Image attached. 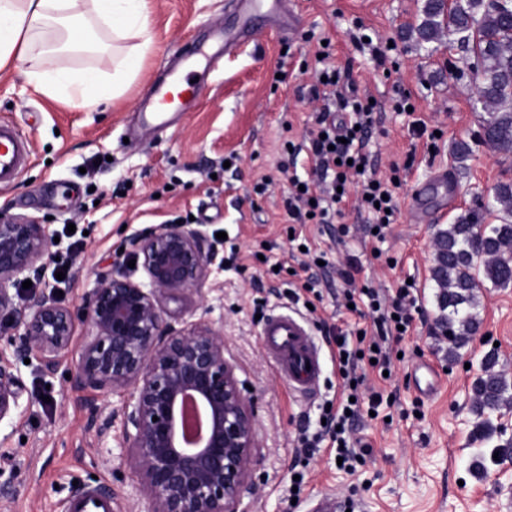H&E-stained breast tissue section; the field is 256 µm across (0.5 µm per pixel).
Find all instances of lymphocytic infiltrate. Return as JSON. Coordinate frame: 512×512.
<instances>
[{
    "instance_id": "lymphocytic-infiltrate-1",
    "label": "lymphocytic infiltrate",
    "mask_w": 512,
    "mask_h": 512,
    "mask_svg": "<svg viewBox=\"0 0 512 512\" xmlns=\"http://www.w3.org/2000/svg\"><path fill=\"white\" fill-rule=\"evenodd\" d=\"M320 52V66L315 71L316 81L311 91L323 105L307 138L308 150L322 187L304 190L299 180H292L284 200L288 221L292 224L333 222L337 204L347 198L345 190L352 176L357 175L359 166L367 162L364 149L375 123L376 104L371 103L369 96L341 91L337 82L339 72L330 59V46L321 47ZM391 193L390 185L382 179L369 177L362 183L360 205L370 217L371 228L381 233L396 221L398 207ZM358 293L368 300L376 333L353 340L347 338L337 345L336 370L341 380L340 389L330 401V410L325 413L323 432L302 439L305 448L313 449L323 437H330L336 445L337 456L341 457L342 465L347 469L357 458L353 439L356 423L364 411L377 410L382 402V396L377 392L371 393L369 399L359 398L354 386L358 363L371 360L377 371L389 370L391 357L385 342L391 336L401 337L403 327L410 324V308L416 301L407 285L398 288L391 298L374 288L359 292L349 288L344 293L346 301H353Z\"/></svg>"
}]
</instances>
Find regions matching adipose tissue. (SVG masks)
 <instances>
[{
	"label": "adipose tissue",
	"instance_id": "1",
	"mask_svg": "<svg viewBox=\"0 0 512 512\" xmlns=\"http://www.w3.org/2000/svg\"><path fill=\"white\" fill-rule=\"evenodd\" d=\"M151 0H0V74L17 71L35 92L97 111L104 87L121 94L151 51ZM123 42L103 53L98 32ZM99 52L96 66L73 71V49Z\"/></svg>",
	"mask_w": 512,
	"mask_h": 512
}]
</instances>
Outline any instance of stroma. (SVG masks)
I'll use <instances>...</instances> for the list:
<instances>
[{"mask_svg":"<svg viewBox=\"0 0 512 512\" xmlns=\"http://www.w3.org/2000/svg\"><path fill=\"white\" fill-rule=\"evenodd\" d=\"M423 4L293 0L294 31H284V18H269L206 73L202 104L150 139L128 137L144 91L188 44L231 28L235 0H156L152 50L123 94L100 111L79 112L36 94L19 76L0 79V122L17 125L31 143L21 178L0 186V211L47 220L58 238L54 259L31 290H60L75 316L73 339L52 375L37 354L15 356L12 322L0 318V353L12 358L24 387L13 424L0 426V479L17 488L13 497H0V512H65L70 496L103 487L112 491L113 512H141L120 427L101 440L92 425L118 411L119 396L88 398L75 387L78 350L88 334L82 306L98 272L128 238L177 222L193 223L211 237L216 266L166 310L223 332L225 355L236 364L255 413L258 449L244 512H311L325 493L353 503L357 512H512V459L481 477L470 469L476 446L471 384L482 355L497 349L499 370L512 378V286L480 287L479 328L451 362L431 278L437 231L477 208L498 184L511 182L512 156L478 137L480 113L469 80L455 76L467 66L464 53L442 41L420 45L407 38ZM323 37L332 41L343 82L379 104L370 169L397 175L400 212L381 239L368 235L366 215L350 204L335 223L304 226L308 247L330 262L309 310L288 296L300 284L295 271L304 256L288 234L284 196L289 177L305 179L312 171L306 154L287 155L283 142L304 143L320 107L308 87ZM389 42L399 62L390 72L372 56L373 46ZM405 95L414 111H395ZM460 140L472 147L462 168L450 154ZM439 170L456 186L453 204L429 223L417 222L410 195L417 185L433 186ZM260 183L267 186L261 195L254 191ZM62 266L68 273L59 280ZM342 268L359 288L391 294L410 280L418 292L408 333L388 343L395 355L390 378L362 369L363 392L382 393L384 402L377 417L357 426L362 458L352 472L336 468L329 443L308 460L298 451L301 433L318 429L324 402L336 390L328 331L350 332L361 321L345 305ZM289 311L320 349L319 386L307 395L289 388L263 342L266 319ZM297 471L304 479L294 500L288 487Z\"/></svg>","mask_w":512,"mask_h":512,"instance_id":"35a3bbf8","label":"stroma"}]
</instances>
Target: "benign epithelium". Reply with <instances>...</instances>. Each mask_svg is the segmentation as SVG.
<instances>
[{"label":"benign epithelium","instance_id":"7a95c632","mask_svg":"<svg viewBox=\"0 0 512 512\" xmlns=\"http://www.w3.org/2000/svg\"><path fill=\"white\" fill-rule=\"evenodd\" d=\"M47 225L0 216V313L14 318L15 352H35L44 370L74 335L72 311L45 288L18 300L26 273L42 278L51 259ZM83 303L91 333L79 353L76 388L119 394L123 447L144 512H241L258 443L255 415L241 393L224 336L208 324L168 319L165 302L195 287L213 265L205 233L165 224L130 239ZM145 280L133 278L129 261ZM23 386L0 355V423L11 419Z\"/></svg>","mask_w":512,"mask_h":512}]
</instances>
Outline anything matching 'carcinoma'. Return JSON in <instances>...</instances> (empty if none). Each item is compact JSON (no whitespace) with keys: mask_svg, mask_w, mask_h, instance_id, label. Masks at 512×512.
Instances as JSON below:
<instances>
[{"mask_svg":"<svg viewBox=\"0 0 512 512\" xmlns=\"http://www.w3.org/2000/svg\"><path fill=\"white\" fill-rule=\"evenodd\" d=\"M417 43L445 37L469 53L476 75L474 103L481 105L480 140L512 153V0H425L423 19L414 28ZM493 218L495 224L485 220ZM434 259L439 324L448 339V358L458 357L475 334L477 289L487 280L497 288L512 285V182L498 184L481 209L458 216L438 230ZM498 353L490 349L480 359L472 384L475 417L473 439L482 444L471 461L478 474L496 460L512 458V438L497 419L512 409V381L496 370ZM498 458H493V455Z\"/></svg>","mask_w":512,"mask_h":512,"instance_id":"carcinoma-1","label":"carcinoma"}]
</instances>
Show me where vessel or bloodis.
Here are the masks:
<instances>
[{
    "instance_id": "1",
    "label": "vessel or blood",
    "mask_w": 512,
    "mask_h": 512,
    "mask_svg": "<svg viewBox=\"0 0 512 512\" xmlns=\"http://www.w3.org/2000/svg\"><path fill=\"white\" fill-rule=\"evenodd\" d=\"M285 0H237L242 19L235 33L226 35L221 46L207 49L194 43L181 55V64L164 72L148 89L142 101L144 116L154 132L164 131L171 116L183 112L202 93L194 77L198 66H211L225 53L233 50L257 24L266 17L282 12ZM30 156L28 138L15 127L0 123V185L14 182ZM263 336L276 367L295 392H313L321 374L320 352L305 326L291 314L272 316L264 326ZM68 512H112V503L105 498L82 494L73 498Z\"/></svg>"
}]
</instances>
